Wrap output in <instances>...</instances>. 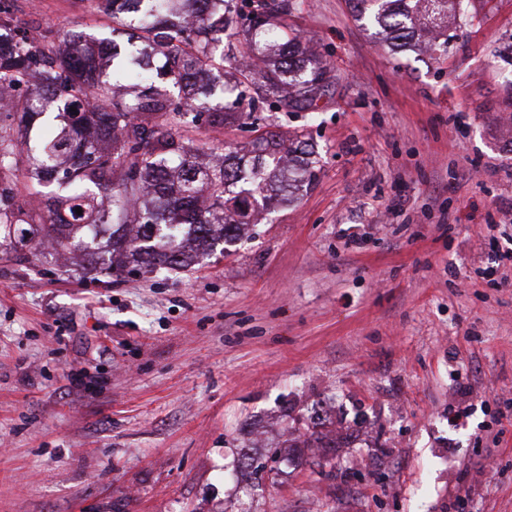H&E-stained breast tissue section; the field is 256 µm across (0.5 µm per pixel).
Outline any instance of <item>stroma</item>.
Segmentation results:
<instances>
[{
    "label": "stroma",
    "mask_w": 512,
    "mask_h": 512,
    "mask_svg": "<svg viewBox=\"0 0 512 512\" xmlns=\"http://www.w3.org/2000/svg\"><path fill=\"white\" fill-rule=\"evenodd\" d=\"M41 2L40 31L108 30ZM287 23L332 70L317 120L194 136L304 135L296 202L188 271L0 250V512H512V0H465L444 52L393 54L348 0Z\"/></svg>",
    "instance_id": "stroma-1"
}]
</instances>
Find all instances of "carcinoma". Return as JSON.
<instances>
[{
    "label": "carcinoma",
    "instance_id": "1",
    "mask_svg": "<svg viewBox=\"0 0 512 512\" xmlns=\"http://www.w3.org/2000/svg\"><path fill=\"white\" fill-rule=\"evenodd\" d=\"M464 0H351L395 53L448 27ZM294 0H105L112 57L68 29L37 40L0 10V246L49 240L110 275L190 268L317 177L272 131L246 152L191 137L203 115L251 117L260 98L315 117L331 69L282 16ZM241 79L226 90L224 67ZM76 111H71V108ZM41 204L22 209L18 194ZM82 213H76V209Z\"/></svg>",
    "mask_w": 512,
    "mask_h": 512
}]
</instances>
